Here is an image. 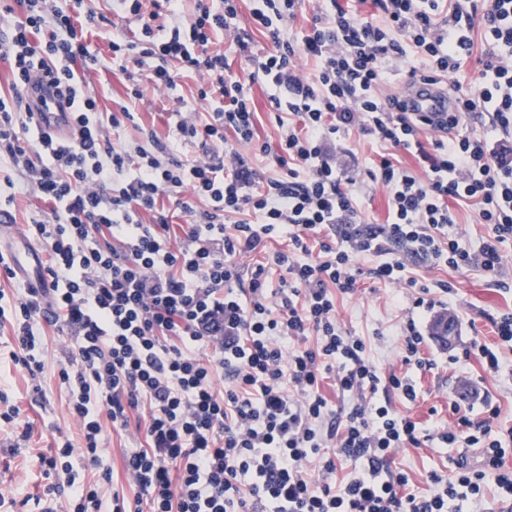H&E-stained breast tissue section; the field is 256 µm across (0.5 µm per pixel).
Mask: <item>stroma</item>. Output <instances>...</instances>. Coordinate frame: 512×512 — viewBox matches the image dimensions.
<instances>
[{
  "mask_svg": "<svg viewBox=\"0 0 512 512\" xmlns=\"http://www.w3.org/2000/svg\"><path fill=\"white\" fill-rule=\"evenodd\" d=\"M85 5L110 20L102 33H93L88 37L91 51L97 53L103 63L86 77L91 91L99 99L101 111L108 112L114 100L123 97L126 85L124 74L113 68L110 62L109 41L117 36H137L139 26L127 17L124 10H112L102 0H85ZM199 82L198 75L186 73L179 78L176 88L148 90L145 98L135 106L134 122L122 129V140L135 141L140 129L147 128L154 130L157 137L179 158H203L205 151L199 145L180 142L173 136L170 119L171 113L176 111L184 113L191 120L206 118V107L194 100ZM252 95L260 142L277 145L279 122L294 125L298 119L290 113L285 114L284 118H277L270 103V92L265 86L254 85ZM377 152L378 147L371 138L356 132L336 145V160L355 181L357 203L364 218L381 224L387 218L389 194L385 187L368 176L369 169L378 159ZM408 271L419 283L446 280L456 289L445 303L424 313L425 326H432L435 319L443 314L457 317L460 325L452 347L442 346L434 339L429 340L424 352L426 357L435 359L437 367L417 374L416 401L410 404L394 395L390 398L392 406L431 430L451 425L454 416L448 409V393L456 379L462 378L485 393L498 407L500 422L511 426L512 376L488 373L478 357H464L463 351L475 338L494 343L492 317L512 309V291L502 292L494 284L498 278L512 282V244L505 247L504 266L496 278L479 270L456 271L446 267L430 270L413 258L408 261ZM411 306V298L404 294L401 286L364 276L358 280L355 292L338 296L336 318L343 329L367 340L369 355L384 371L400 374L404 371L398 355L400 329ZM10 343V326L0 327V384L5 385L11 402L20 408L23 417L32 422L33 430L28 441L21 443L10 426L0 427V489L7 491L13 500L8 512H36L37 501L48 484L36 465L38 455L50 452L56 432L67 433L75 442L80 439L79 426L70 415L66 390L59 380L57 369V361L70 346L71 337L66 333L48 331L45 338V368L35 379L14 364L10 356ZM36 384L40 385L41 394H33L32 387ZM142 438V433L133 427L110 433L103 460L112 468V482L102 481L98 471H83L85 482L96 485L104 500H111L116 490L124 491L130 497L135 495L137 488L123 468V456ZM459 455L457 449L440 448L429 443L419 449L398 452L394 461L398 469L408 473L410 491L426 494L430 491L427 482L429 471L454 474Z\"/></svg>",
  "mask_w": 512,
  "mask_h": 512,
  "instance_id": "1",
  "label": "stroma"
}]
</instances>
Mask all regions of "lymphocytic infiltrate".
Returning a JSON list of instances; mask_svg holds the SVG:
<instances>
[{"label":"lymphocytic infiltrate","instance_id":"obj_1","mask_svg":"<svg viewBox=\"0 0 512 512\" xmlns=\"http://www.w3.org/2000/svg\"><path fill=\"white\" fill-rule=\"evenodd\" d=\"M193 2L188 13L183 0H125L140 32L110 43L113 63L144 76L132 81L128 100L142 98L144 84L172 89L180 74L200 76L197 98L209 119L177 118L174 131L183 141L223 145L224 153L184 161L151 130L132 146L112 141L111 131L134 116L126 103L100 112L87 88L84 74L101 60L85 35L102 27L103 16L83 0H0V18L10 20L0 59L12 74L11 96H0V161L51 206L27 223L49 254L47 276L12 303L0 292V326L10 325L11 357L33 377L45 367L46 327L71 333L58 376L82 434L77 447L58 433L53 453L39 455L44 475L68 476L48 487L40 512H57L63 496L69 512H483L490 485L512 512V428L499 426L497 407L483 402L476 419L472 406L449 400L454 427L430 431L391 405L394 395L415 402L413 372L436 366L421 354L419 319L408 317L401 329L403 375L382 373L365 340L336 320L337 294L352 293L363 274L418 288L412 305L426 311L435 305L430 292L454 294L444 280L418 286L395 256L400 249L432 268L500 273L512 242V0H372L368 17L336 2L298 39L287 24L300 0H261L251 20L269 48L245 77L210 49L222 32L249 53L240 0ZM162 16L168 28L158 26ZM476 33L485 52L465 86L456 76ZM302 56L315 63L310 75L297 68ZM33 70L64 88L71 139L44 131L25 111ZM393 72L419 86L451 81L453 111L435 119L409 111L400 95L383 90ZM257 83L272 89L276 111L304 127L282 126L276 178L260 176L238 150L255 140ZM472 113L482 131L461 130ZM430 129L436 138L427 147L420 135ZM355 130L419 163L414 173L388 155L371 172L389 193L382 224L362 217L329 153L330 141ZM165 195L184 217L179 229L159 206ZM453 200L474 203L487 224L477 247L452 233ZM276 238L289 241L273 254L288 277L273 292L265 265L246 275L239 260ZM362 256L378 262L362 269ZM492 323L497 343L475 340L467 351L497 374L512 370L504 355L512 350V311ZM220 370L228 380L219 390ZM328 377L349 406L333 410L321 391ZM133 422L144 438L124 463L138 493L104 502L79 472L94 468L111 481L101 456L108 431ZM430 441L478 449L480 464L456 460L450 479L430 473L433 489L419 496L408 492L394 455ZM314 464L323 474L317 484ZM340 464L352 471L339 485L332 476Z\"/></svg>","mask_w":512,"mask_h":512}]
</instances>
